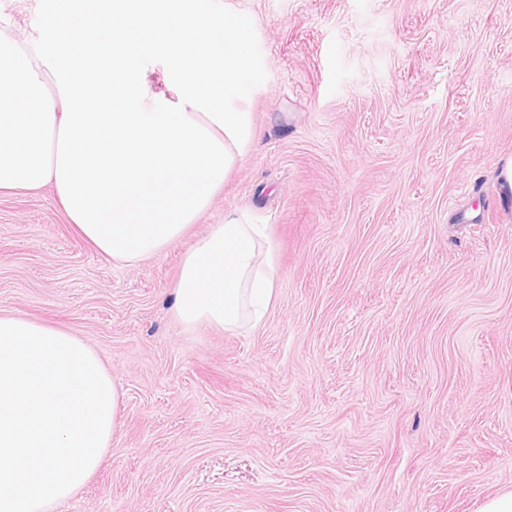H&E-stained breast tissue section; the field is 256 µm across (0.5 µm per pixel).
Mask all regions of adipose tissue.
Segmentation results:
<instances>
[{
	"label": "adipose tissue",
	"instance_id": "adipose-tissue-1",
	"mask_svg": "<svg viewBox=\"0 0 512 512\" xmlns=\"http://www.w3.org/2000/svg\"><path fill=\"white\" fill-rule=\"evenodd\" d=\"M276 246L265 224L225 216L184 254L173 289V315L185 328L230 332L258 327L274 299Z\"/></svg>",
	"mask_w": 512,
	"mask_h": 512
}]
</instances>
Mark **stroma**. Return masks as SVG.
Wrapping results in <instances>:
<instances>
[{
  "mask_svg": "<svg viewBox=\"0 0 512 512\" xmlns=\"http://www.w3.org/2000/svg\"><path fill=\"white\" fill-rule=\"evenodd\" d=\"M266 81L253 149L188 233L121 266L52 187L0 196V310L71 330L122 395L55 512H478L512 488V0H221ZM248 211L277 301L172 314L181 259Z\"/></svg>",
  "mask_w": 512,
  "mask_h": 512,
  "instance_id": "obj_1",
  "label": "stroma"
}]
</instances>
